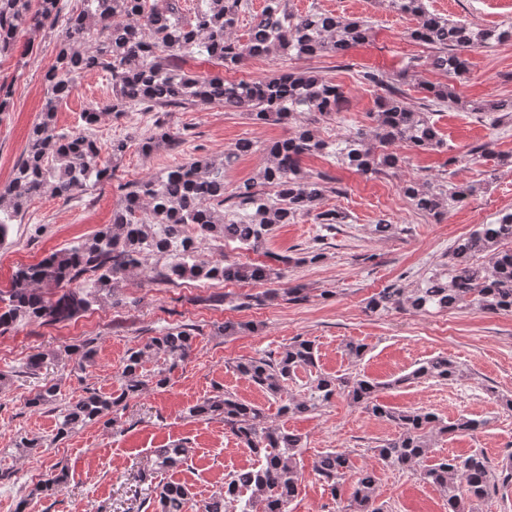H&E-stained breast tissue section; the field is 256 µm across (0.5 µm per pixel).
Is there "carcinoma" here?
Here are the masks:
<instances>
[{
	"label": "carcinoma",
	"instance_id": "cac0c4a2",
	"mask_svg": "<svg viewBox=\"0 0 512 512\" xmlns=\"http://www.w3.org/2000/svg\"><path fill=\"white\" fill-rule=\"evenodd\" d=\"M61 0H0V56L12 54L21 31H36L47 22H56ZM181 0H84L85 7L67 18L56 34L58 52L46 74L47 89L41 112L30 130L22 155L12 176L0 190V243L9 235L12 221L25 202L50 191L70 200L75 195L111 178L102 153L120 159L127 141L114 139L103 147L90 133L58 130L59 104L76 88L79 75L100 71L109 81L111 96L105 103L81 114L91 129L100 114L112 112H169L175 108L221 106L239 112L256 124L295 125L294 134L267 146V161L255 179L226 192L224 173L240 156L253 150L248 139L224 150V159L194 158L173 166L130 187L123 206L105 224L77 244L52 252L40 262L19 268L12 286L0 291V333L22 321L39 320L53 324L71 320L94 303L117 307L122 299L118 283L142 268L149 256L160 263L158 276L174 283L179 280L224 282H271L280 278L282 268L291 263L318 260L312 251L301 258L278 255L274 263L202 261L198 259L203 241L224 249L231 240L247 251L261 252L278 224H290L320 204L330 192L327 181L306 175L301 167L306 156L333 155L349 168L364 175L378 176L402 167L405 159L389 151L399 143L411 150L428 152L443 147L434 113L462 104L472 112H499L512 119V98L497 101L460 102L446 84L423 83L422 106L415 108L392 77L378 69H362L361 83L380 89L373 126L329 142L312 129L317 118H331L344 111L345 97L335 83L308 71L283 72L256 80L230 81L220 74L197 75L185 72L179 60L200 55L225 70L238 69L249 58L274 59L283 55L298 58L343 57L352 48L368 41L370 21L341 19L311 8L304 13L288 9L286 0H265L242 41L237 29L249 0H197L193 18L184 19ZM389 7L416 20L410 30L413 40L432 49L428 66L448 76L466 69L464 53L481 46L512 42V25L480 28L433 13L426 0H388ZM157 132L141 140V151L154 152L162 145L178 141V135L155 120ZM419 213L439 220L461 199L475 194L474 184L448 188L429 182L409 180L402 187ZM195 234H189V229ZM512 241V211L493 224H480L458 238L448 254L422 285L403 288L389 285L369 297L365 309L371 313L408 311L433 313L477 308L486 313L512 312V250L500 244ZM487 262L481 263L479 256ZM89 282L92 290L76 292L72 284ZM303 289H271L257 302L278 298L295 302L303 299ZM252 322L228 321L217 327L228 337L253 332ZM196 336L185 327L170 328L152 336L143 347L130 350L119 377V389L101 393L92 388L85 395L66 401L60 398V384L44 383L27 400V407L46 410L56 419L53 440H65L75 426L114 419V414L150 388L168 383L164 367L187 362L194 351ZM94 340L64 348V352L29 355L24 373L37 378L49 363H59L80 354L76 367L84 369L93 361ZM162 362L153 374L144 370L147 360ZM315 343L297 338L272 356L241 358L231 368L279 402L283 415L312 414L344 393L352 403L372 416L391 424L395 437L374 448L384 465L419 472L421 478L438 486L447 498L448 512H477L488 496L491 483L512 479V463L495 474L487 457L474 451L466 457H446L425 464L437 438L456 433H473L486 421L460 415L445 421L423 409H398L378 400L386 388L420 379L453 382L460 374L456 363L438 355L420 363L411 372L390 382L365 376H335L318 369ZM312 373L306 391L294 395L288 383L298 372ZM193 419H219L239 443L257 458L258 465L241 469L224 479V491L196 506L197 512H226L235 503L239 512H288L299 494L304 462L303 438L269 424L265 409L242 401L229 392L207 397L187 409ZM189 454L183 443L153 450V466L167 472L181 465ZM353 468L348 453L327 451L312 463V471L323 481L335 500H347L343 512H385L379 501L377 478L370 470L359 472L345 494V477ZM69 480L68 469L57 464L31 494L41 495ZM194 495L175 481L163 483L140 506L153 512H185Z\"/></svg>",
	"mask_w": 512,
	"mask_h": 512
}]
</instances>
